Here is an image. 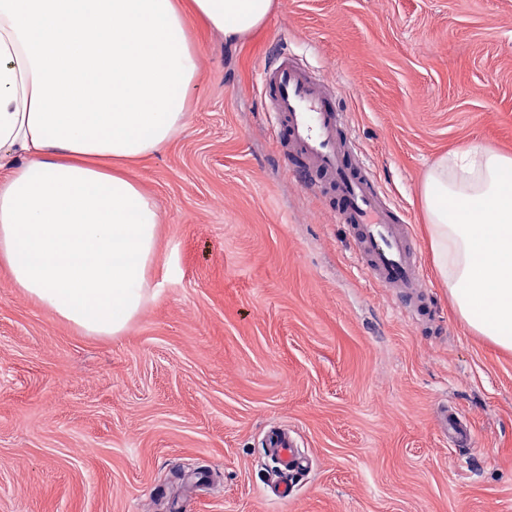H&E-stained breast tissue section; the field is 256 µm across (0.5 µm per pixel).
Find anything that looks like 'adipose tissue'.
I'll use <instances>...</instances> for the list:
<instances>
[{"mask_svg": "<svg viewBox=\"0 0 512 512\" xmlns=\"http://www.w3.org/2000/svg\"><path fill=\"white\" fill-rule=\"evenodd\" d=\"M275 0H0V266L89 336L152 299L154 200L111 166L165 147L198 76L193 23L239 42ZM419 197L433 265L465 326L512 353V155L440 156Z\"/></svg>", "mask_w": 512, "mask_h": 512, "instance_id": "obj_1", "label": "adipose tissue"}]
</instances>
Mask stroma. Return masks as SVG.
Masks as SVG:
<instances>
[{"instance_id": "1", "label": "stroma", "mask_w": 512, "mask_h": 512, "mask_svg": "<svg viewBox=\"0 0 512 512\" xmlns=\"http://www.w3.org/2000/svg\"><path fill=\"white\" fill-rule=\"evenodd\" d=\"M191 37L185 130L125 168L163 216L130 330L84 335L0 266V512H512V355L453 314L418 200L441 154L512 153V0H279L251 40ZM276 51L335 86L427 315L290 172L259 77ZM444 405L468 446L441 435ZM272 426L305 459L285 501Z\"/></svg>"}]
</instances>
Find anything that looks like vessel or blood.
Masks as SVG:
<instances>
[{"label":"vessel or blood","mask_w":512,"mask_h":512,"mask_svg":"<svg viewBox=\"0 0 512 512\" xmlns=\"http://www.w3.org/2000/svg\"><path fill=\"white\" fill-rule=\"evenodd\" d=\"M261 75L286 157L299 158L310 187L335 199L336 221L352 228L361 267L381 287L407 295L415 314H427L421 258L397 206L353 151L345 133L347 115L337 107L333 87L283 53L272 55ZM438 418L453 443L470 442V431L452 412L441 409ZM267 446L283 467L300 461L294 440L281 429L271 430Z\"/></svg>","instance_id":"1"}]
</instances>
